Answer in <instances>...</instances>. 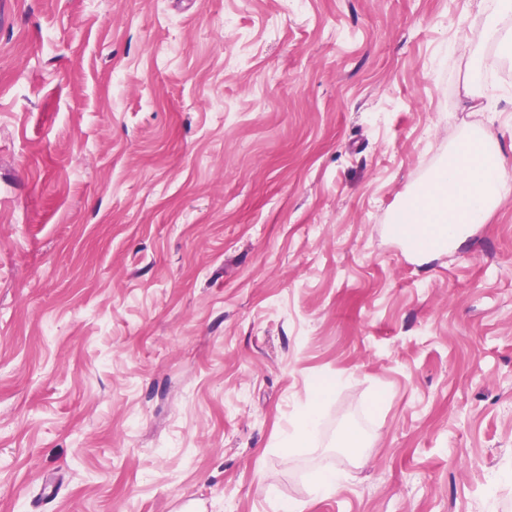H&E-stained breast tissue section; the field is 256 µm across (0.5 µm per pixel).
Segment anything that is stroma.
<instances>
[{
  "mask_svg": "<svg viewBox=\"0 0 512 512\" xmlns=\"http://www.w3.org/2000/svg\"><path fill=\"white\" fill-rule=\"evenodd\" d=\"M478 4L6 0L0 512H512V197L387 229L469 131L512 173ZM328 392L325 388H316L306 410L288 433V447L302 448L312 442L318 433L321 409ZM342 474L334 468H325L311 479V493L314 498L328 496L340 486Z\"/></svg>",
  "mask_w": 512,
  "mask_h": 512,
  "instance_id": "1",
  "label": "stroma"
}]
</instances>
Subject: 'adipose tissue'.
Masks as SVG:
<instances>
[{
  "mask_svg": "<svg viewBox=\"0 0 512 512\" xmlns=\"http://www.w3.org/2000/svg\"><path fill=\"white\" fill-rule=\"evenodd\" d=\"M482 37L497 45L499 55H512V28L503 27L512 16V0H480ZM512 196L508 176L493 130L482 129L476 144L455 148L447 160L414 189L406 210L395 221L402 231L420 238L422 256L437 253L442 240H459L460 228L484 223L487 215Z\"/></svg>",
  "mask_w": 512,
  "mask_h": 512,
  "instance_id": "adipose-tissue-1",
  "label": "adipose tissue"
}]
</instances>
